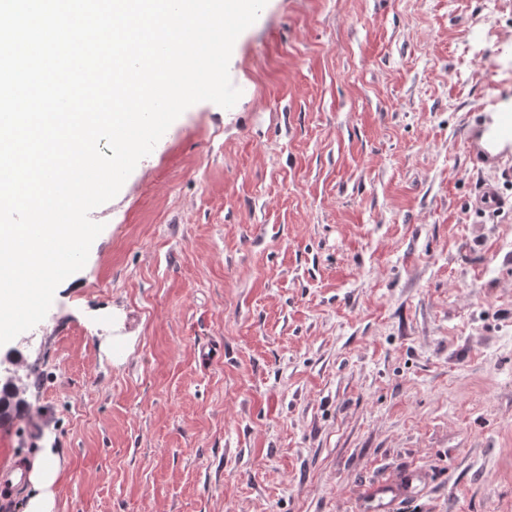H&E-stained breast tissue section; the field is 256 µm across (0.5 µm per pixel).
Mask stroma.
I'll list each match as a JSON object with an SVG mask.
<instances>
[{"label": "stroma", "mask_w": 512, "mask_h": 512, "mask_svg": "<svg viewBox=\"0 0 512 512\" xmlns=\"http://www.w3.org/2000/svg\"><path fill=\"white\" fill-rule=\"evenodd\" d=\"M268 0L16 361L0 456L54 512H512V12ZM498 205L476 208L483 184ZM51 458H53V448H44L43 452L32 462L29 482L34 492L27 500L25 512L53 511L59 470L47 464V460ZM416 479V475L408 473L400 479L398 484H377L369 489L364 502L373 504L374 510L385 512L399 497L412 488Z\"/></svg>", "instance_id": "35a3bbf8"}]
</instances>
